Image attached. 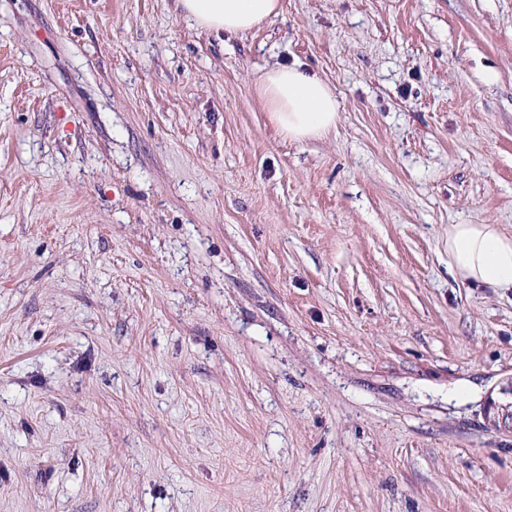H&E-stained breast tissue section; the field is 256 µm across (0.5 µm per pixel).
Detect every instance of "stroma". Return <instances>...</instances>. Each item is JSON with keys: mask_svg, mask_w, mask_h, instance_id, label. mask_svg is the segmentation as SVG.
<instances>
[{"mask_svg": "<svg viewBox=\"0 0 512 512\" xmlns=\"http://www.w3.org/2000/svg\"><path fill=\"white\" fill-rule=\"evenodd\" d=\"M280 3L0 0V512H512V0ZM198 28L246 33L279 15V0H178ZM258 87L273 122L288 138H315L336 127V94L323 79L299 65L271 68L260 78ZM448 269L471 284L512 288V234L496 224L449 225Z\"/></svg>", "mask_w": 512, "mask_h": 512, "instance_id": "obj_1", "label": "stroma"}]
</instances>
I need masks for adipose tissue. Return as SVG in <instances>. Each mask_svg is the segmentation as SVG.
<instances>
[{
	"label": "adipose tissue",
	"instance_id": "1",
	"mask_svg": "<svg viewBox=\"0 0 512 512\" xmlns=\"http://www.w3.org/2000/svg\"><path fill=\"white\" fill-rule=\"evenodd\" d=\"M198 28L245 33L279 14V0H179ZM258 87L271 118L290 139L315 138L335 128L338 102L332 88L299 65L268 70ZM448 268L461 280L491 288H512V234L496 224L448 227Z\"/></svg>",
	"mask_w": 512,
	"mask_h": 512
}]
</instances>
